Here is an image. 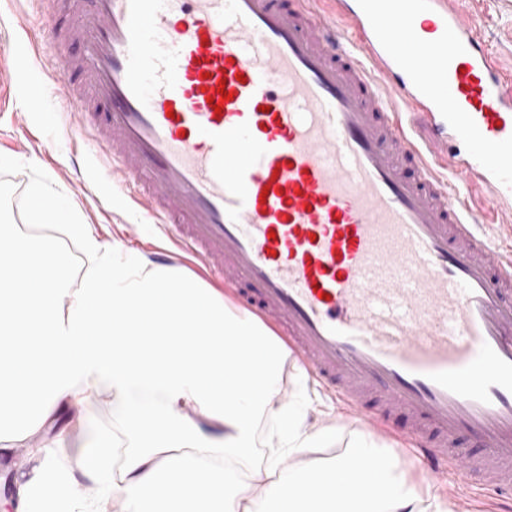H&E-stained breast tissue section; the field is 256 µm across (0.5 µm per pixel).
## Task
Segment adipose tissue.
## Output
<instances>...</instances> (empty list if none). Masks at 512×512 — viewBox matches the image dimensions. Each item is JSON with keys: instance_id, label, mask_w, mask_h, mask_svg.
Here are the masks:
<instances>
[{"instance_id": "1", "label": "adipose tissue", "mask_w": 512, "mask_h": 512, "mask_svg": "<svg viewBox=\"0 0 512 512\" xmlns=\"http://www.w3.org/2000/svg\"><path fill=\"white\" fill-rule=\"evenodd\" d=\"M33 224L78 242L87 225L30 188ZM12 274L0 281V457L25 449L11 512H452L419 491L397 455L365 436L320 457L337 428L307 430L282 401L280 343L223 295L172 267L104 249L69 288L58 241L0 225ZM106 397L121 436L98 432L60 463L37 442L60 415ZM273 432L256 441L261 418ZM358 462V491L320 492L318 478Z\"/></svg>"}]
</instances>
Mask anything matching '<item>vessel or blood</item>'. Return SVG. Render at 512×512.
<instances>
[{
	"instance_id": "obj_1",
	"label": "vessel or blood",
	"mask_w": 512,
	"mask_h": 512,
	"mask_svg": "<svg viewBox=\"0 0 512 512\" xmlns=\"http://www.w3.org/2000/svg\"><path fill=\"white\" fill-rule=\"evenodd\" d=\"M60 2L53 83L157 260L195 256L347 421L409 420L432 482L511 508L512 250L483 228L512 216V75L463 0Z\"/></svg>"
}]
</instances>
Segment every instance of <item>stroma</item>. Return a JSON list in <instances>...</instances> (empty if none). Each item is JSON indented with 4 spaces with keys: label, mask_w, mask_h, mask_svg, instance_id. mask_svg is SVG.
<instances>
[{
    "label": "stroma",
    "mask_w": 512,
    "mask_h": 512,
    "mask_svg": "<svg viewBox=\"0 0 512 512\" xmlns=\"http://www.w3.org/2000/svg\"><path fill=\"white\" fill-rule=\"evenodd\" d=\"M468 9L491 52L512 72V0H471ZM54 52L41 23L38 0H0V54L14 59L16 77L0 93V222L13 225L17 235H28L27 213L17 197L19 188L41 182L52 193L65 196L80 221L87 224L103 247L153 260L161 239L148 232L151 218L131 198L129 186L101 171L95 183L83 185L79 168L97 164L100 148L90 139L75 138L69 122V104L56 95L26 99L32 85L46 82L43 63ZM138 234L129 236L126 226ZM312 410L309 426L336 427L340 438L326 449V456L343 453L351 439L367 434L370 439L395 449L408 478L423 481V467L407 440L409 425L395 420L378 429L363 430L346 423L344 405L330 391L309 382ZM111 406L106 399L92 401L82 425L44 432L49 447L64 444L74 449L87 444L96 428L112 426Z\"/></svg>",
    "instance_id": "1"
}]
</instances>
